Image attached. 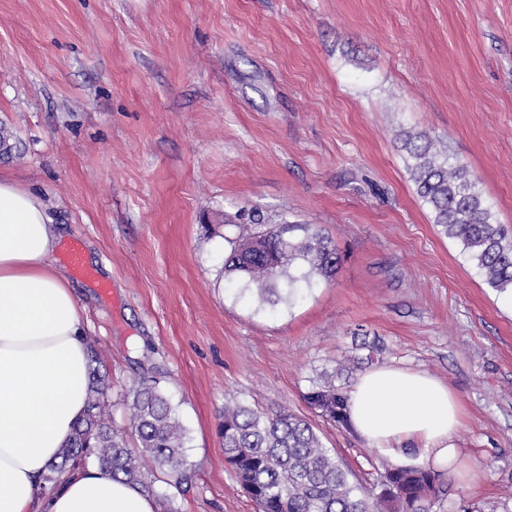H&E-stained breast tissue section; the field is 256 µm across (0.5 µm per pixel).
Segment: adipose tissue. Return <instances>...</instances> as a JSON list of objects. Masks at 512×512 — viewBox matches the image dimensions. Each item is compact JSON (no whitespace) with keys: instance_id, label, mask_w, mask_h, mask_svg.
<instances>
[{"instance_id":"adipose-tissue-1","label":"adipose tissue","mask_w":512,"mask_h":512,"mask_svg":"<svg viewBox=\"0 0 512 512\" xmlns=\"http://www.w3.org/2000/svg\"><path fill=\"white\" fill-rule=\"evenodd\" d=\"M56 247L43 201L0 176V512H159L152 497L98 467L36 495L89 395L82 311L55 264ZM348 419L381 457L476 479L458 465L461 402L428 372L367 370L348 393Z\"/></svg>"}]
</instances>
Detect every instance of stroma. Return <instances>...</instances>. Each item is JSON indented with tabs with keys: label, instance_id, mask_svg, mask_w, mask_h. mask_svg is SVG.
I'll list each match as a JSON object with an SVG mask.
<instances>
[{
	"label": "stroma",
	"instance_id": "35a3bbf8",
	"mask_svg": "<svg viewBox=\"0 0 512 512\" xmlns=\"http://www.w3.org/2000/svg\"><path fill=\"white\" fill-rule=\"evenodd\" d=\"M0 174L37 192L61 243L114 426L154 376L188 434L176 512H254L224 461L234 399L308 420L357 483L387 459L304 400L338 362L429 372L458 395L475 483L441 472L431 512H512V309L439 234L401 135L468 165L512 233V0H0ZM315 224L341 263L290 309L228 285L225 227Z\"/></svg>",
	"mask_w": 512,
	"mask_h": 512
}]
</instances>
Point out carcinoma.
Wrapping results in <instances>:
<instances>
[{
	"label": "carcinoma",
	"instance_id": "cac0c4a2",
	"mask_svg": "<svg viewBox=\"0 0 512 512\" xmlns=\"http://www.w3.org/2000/svg\"><path fill=\"white\" fill-rule=\"evenodd\" d=\"M0 148L11 158H23L21 141L2 123ZM402 148L433 223L459 244L486 284L512 291V237L494 221L492 206L468 166L424 132L407 135ZM263 223L259 214L230 223L238 234L227 239L230 251L224 257V277L251 292L259 308H290L304 291L333 279L340 262L338 250L315 225L257 229ZM346 370L339 366L305 394L310 408L337 424L347 423V393L336 383ZM88 379L85 415L57 460L46 468L39 487L54 491L63 474L90 456L112 477L120 476L150 496L156 495V476L143 471L144 456L157 471L173 478V485L185 480L187 432L156 378L136 380L128 394L129 425L139 442L136 449L127 447L112 427L110 411L101 399V376L92 370ZM220 434L224 460L255 512H430L442 493L434 472L403 466L386 469L379 494L363 492L314 427L286 411L268 413L226 402Z\"/></svg>",
	"mask_w": 512,
	"mask_h": 512
}]
</instances>
